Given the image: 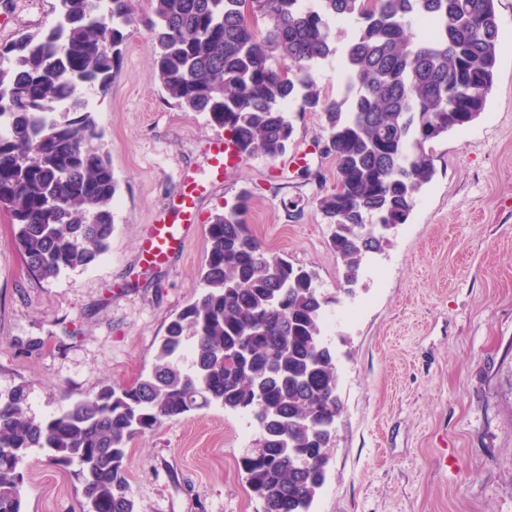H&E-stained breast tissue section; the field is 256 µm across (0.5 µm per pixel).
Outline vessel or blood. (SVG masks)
Returning <instances> with one entry per match:
<instances>
[{"label":"vessel or blood","instance_id":"vessel-or-blood-1","mask_svg":"<svg viewBox=\"0 0 512 512\" xmlns=\"http://www.w3.org/2000/svg\"><path fill=\"white\" fill-rule=\"evenodd\" d=\"M241 160L240 150L233 142L222 137L214 139L209 156L211 183L221 182L225 173L238 166ZM197 198L198 187L193 175L182 172L168 214L155 219L147 240L145 253L152 261L161 262L184 252L195 222Z\"/></svg>","mask_w":512,"mask_h":512}]
</instances>
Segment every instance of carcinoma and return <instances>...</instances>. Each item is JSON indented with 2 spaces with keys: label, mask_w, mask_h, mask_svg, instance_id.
<instances>
[{
  "label": "carcinoma",
  "mask_w": 512,
  "mask_h": 512,
  "mask_svg": "<svg viewBox=\"0 0 512 512\" xmlns=\"http://www.w3.org/2000/svg\"><path fill=\"white\" fill-rule=\"evenodd\" d=\"M244 2L151 0L139 15L133 0H56L52 25L0 43V214L32 275L85 269L109 249L119 183L83 92L108 91L128 29L143 24L166 96L243 155H285L287 104L320 114L336 185L317 205L353 294L382 232L407 223L435 175L427 145L485 110L498 0H255L249 14ZM344 25V92L330 98L315 69L336 54ZM249 207L242 191L212 216L202 295L170 320L149 373L42 419L28 413L26 385L0 392V512H23L20 467L34 449L73 469L87 512H136L128 445L213 404L259 425L242 467L263 512H310L343 411L327 299L315 272L262 246Z\"/></svg>",
  "instance_id": "carcinoma-1"
}]
</instances>
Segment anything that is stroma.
Returning a JSON list of instances; mask_svg holds the SVG:
<instances>
[{"mask_svg": "<svg viewBox=\"0 0 512 512\" xmlns=\"http://www.w3.org/2000/svg\"><path fill=\"white\" fill-rule=\"evenodd\" d=\"M54 0H0V40L48 27ZM481 116L429 145L435 175L407 223L365 259L354 295L317 199L336 183L319 114L291 112L277 160L246 158L197 202L183 255L141 259L182 171L209 178L218 129L182 111L152 77L153 40L129 29L107 92L91 109L119 182L108 252L52 280L30 275L0 216V391L23 383L44 418L151 369L170 318L200 295L205 227L249 191L262 245L314 270L335 327L344 411L312 512H512V0ZM260 431L222 406L168 422L130 445L137 512H262L241 459ZM24 512H84L73 473L38 451L22 468Z\"/></svg>", "mask_w": 512, "mask_h": 512, "instance_id": "stroma-1", "label": "stroma"}]
</instances>
